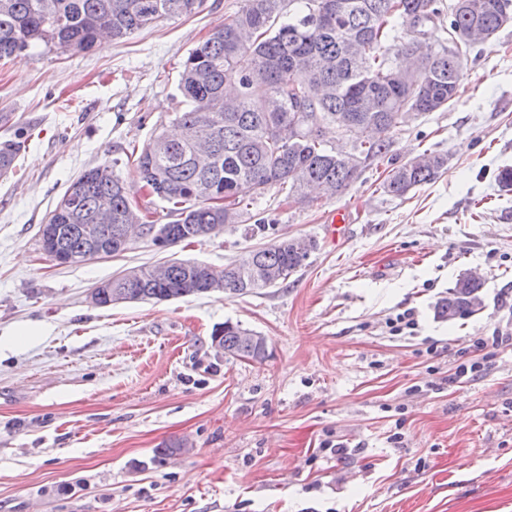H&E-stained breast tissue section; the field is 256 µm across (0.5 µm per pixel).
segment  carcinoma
<instances>
[{
    "label": "carcinoma",
    "instance_id": "1",
    "mask_svg": "<svg viewBox=\"0 0 512 512\" xmlns=\"http://www.w3.org/2000/svg\"><path fill=\"white\" fill-rule=\"evenodd\" d=\"M204 0H0V59H17L36 47L88 51L100 37L128 38L159 22L199 9ZM476 13L450 16L437 33L436 0H243L240 9L181 65L179 89L186 108L178 133L155 134L132 151L144 187L171 205L176 219L145 221L114 175L95 166L71 183L40 226L42 250L70 256L69 264L99 250L117 257L132 245L128 225L143 224L159 248L200 241L243 215L254 197L277 187L304 198L311 185L326 196L344 193L364 163L387 155L392 132L412 117L448 108L458 96L464 56L471 43L448 52L462 31L485 41L512 19V0H474ZM336 144L321 138L325 126ZM31 134L16 130L0 141V176ZM447 164L424 153L389 171L381 188L394 197L431 182ZM317 243L274 238L223 267L170 260L131 268L100 283L102 303L113 290L128 302L169 301L231 292L246 294L284 283ZM480 277L464 273L434 307L448 322L486 307ZM230 321L215 329L212 344L233 357L261 363L266 342Z\"/></svg>",
    "mask_w": 512,
    "mask_h": 512
}]
</instances>
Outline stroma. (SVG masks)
<instances>
[{
    "mask_svg": "<svg viewBox=\"0 0 512 512\" xmlns=\"http://www.w3.org/2000/svg\"><path fill=\"white\" fill-rule=\"evenodd\" d=\"M241 4L204 0L89 52L0 60V113L32 132L0 177V512H512V344L452 378L478 339L512 334V191L496 180L512 166V23L471 48L459 98L399 127L345 194L297 201L273 187L188 246L141 239L70 266L42 251L49 211L104 162L141 210L174 220L127 156L184 110L182 62ZM426 151L448 157L433 181L383 193L390 169ZM340 209L350 221L331 241ZM276 236L317 242L281 285L88 301L122 269L221 267ZM467 271L485 281V310L437 320ZM405 311L415 327L393 334ZM227 320L265 337V362L216 353ZM175 438L192 450L156 462Z\"/></svg>",
    "mask_w": 512,
    "mask_h": 512,
    "instance_id": "stroma-1",
    "label": "stroma"
}]
</instances>
